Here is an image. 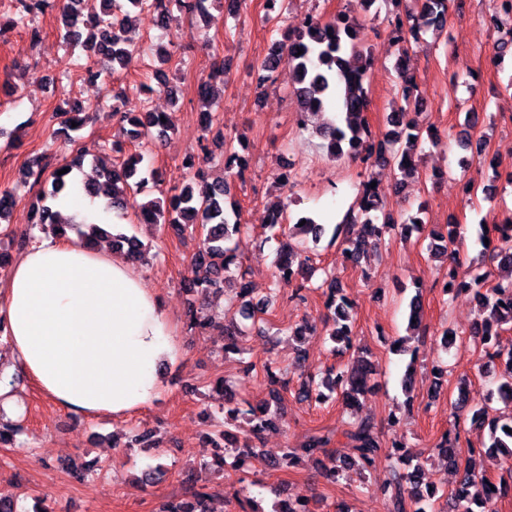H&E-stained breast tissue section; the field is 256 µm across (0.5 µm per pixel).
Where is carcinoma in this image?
<instances>
[{
	"label": "carcinoma",
	"mask_w": 512,
	"mask_h": 512,
	"mask_svg": "<svg viewBox=\"0 0 512 512\" xmlns=\"http://www.w3.org/2000/svg\"><path fill=\"white\" fill-rule=\"evenodd\" d=\"M113 2L114 0H101L100 12L86 19L80 9L82 0H67L60 10L64 30L62 39L87 52L88 63L82 71L85 80L100 78L103 65L112 71L118 66L127 67L136 53L124 36L125 20L119 18ZM173 2L190 12L195 11L202 15L208 13L209 0H124V6L129 9L154 11L164 25L171 17L169 5ZM45 6L46 0H14L12 16L0 28H24L36 38L39 36V30L35 26L36 18ZM447 16L448 0H422L418 12L395 14L391 21L393 42L401 46L415 41L419 39L422 31L428 29L441 32L447 25ZM504 16L512 18V9L502 10L496 6L489 16V25L498 33L494 48L501 54L512 49V27L503 29ZM363 29L365 25L348 14H340L326 23L311 18L305 25L285 35L288 44L275 43L271 52L258 60L253 68L256 69L260 86H266L273 81L280 51L288 49V63L294 67L297 84L295 94L298 106L311 104L321 113L334 106L344 115V118L335 123H327L320 130L328 155L332 158L343 155L352 159L358 157L363 162L375 157L397 165L405 176H415L419 174L415 156L422 150L419 127L400 123L393 112L386 119L392 129L379 142L370 140L365 118L368 106L367 89L361 80L360 71L348 66V59L364 52V40L360 39V31ZM222 76L224 62H216L211 73L197 86V96L205 107L201 112V119L207 130L212 125V112L208 108L213 105L216 97L214 80ZM400 78V112L412 109L421 111L422 99L417 93L414 77L403 70ZM161 117L162 114L152 111L144 99L139 100L137 112H122L120 108H114L112 118L116 120L122 138L112 142L111 150L121 154L127 143L142 147L151 141H157L159 136L166 133V125ZM484 149V135L481 134L476 144L463 146V150L470 152V155L459 159L460 167L465 168L472 164L474 158L480 156ZM140 163L141 154L137 152L129 154L119 165L109 163L103 158L94 160L97 180L85 185L87 195L98 199L105 211L117 217L131 208L137 211L141 221L163 224L177 234L189 229H201L202 245L194 254V261L208 268L209 275L190 285L188 291L202 298L223 290L225 284L233 282L239 288L237 298L240 301L238 313L241 318L252 322L261 320L268 313L270 300L255 299L249 283L246 282V272L239 271L238 246L242 225L230 222L225 207L226 197L231 193V182L228 178L218 177L211 180L204 172L198 171L181 187H172L176 194L168 201L152 199L140 203L137 196L144 192L147 183L151 180L160 182L163 178L159 171L152 170L149 176L137 182L132 181ZM79 166L80 161L77 159L65 163L57 167L48 179L44 177V167L29 166L22 172L21 183L25 185L31 179L36 183H50L49 188L41 190V206L36 211L38 223L43 230L55 236H65L72 231L76 233L79 242L94 243L108 236V232L95 224L84 222L79 225L65 221L56 209L57 201L72 186L70 170ZM65 168L69 172L58 174V171ZM224 169L229 173V178H243L245 163L236 153L232 137L224 140ZM360 196L358 213H346L331 236L332 243L338 244L346 260L355 266L361 265L363 260L376 251L382 236L395 228L394 218L384 212L385 203L375 189L371 188V181L363 182ZM269 211V228L286 237V241L281 243L282 259L277 264L278 277L275 284L284 282L293 286L295 295L303 300L305 296L302 292L310 289L307 269L311 258L306 243L310 241L318 244L326 233L325 225L310 216L303 225L298 222L288 224L287 203L281 200L273 203ZM357 224L360 225V230L351 232V228ZM496 230L500 245L497 247L495 260L498 268L508 275L505 283L495 280V276L485 269L480 258H461V233L457 231L455 224L448 225L447 234L436 235L438 244L432 252L435 255L447 254L452 260V265L448 267V273L444 277L445 284L452 289L474 291L478 300L479 319L470 335L477 337L486 355L499 363L501 372L496 379L498 399L512 407V349L504 350L499 344L503 326H512V306H503V300L508 296L512 297V224H500ZM112 242L117 248L126 250L133 260H145V247L137 237L117 232L113 234ZM323 284L326 285L323 290L324 305L330 311L333 322L330 336L334 342L349 348L353 339L352 325L348 317L351 301L344 293V288L336 282L335 273H329ZM187 320L188 328L201 334L220 326L214 318L199 310L193 301L188 306ZM264 371L271 386L269 399L256 405L248 403L244 407L239 406L233 395L224 390V383L218 382V388L224 391V421L233 420L240 415L245 416L254 435L276 425L283 403L281 390L289 385V380L277 375L275 362L266 363ZM372 374L373 366L367 361L338 371L331 368L318 383L313 377L301 380L298 399L323 401L334 394L346 408L354 410L359 407L361 398L367 393ZM492 401L493 397L490 395L476 401L461 386L458 388L454 406L461 411L467 410L466 418L469 419L471 427L487 431L488 439L483 443V450L499 451L511 458L512 433L506 432V429L512 430V412L505 414L494 411ZM23 430L21 420H6L0 416V444L13 441ZM217 434L224 439L227 446L234 449L236 461L256 455L250 440H240L226 429L217 430ZM458 442L459 435L456 434L450 439L445 434L433 448L443 460L444 468L461 473L459 484L451 494L453 512H487L492 498L512 491V467L506 468L498 481L492 483L475 473L470 460L461 455ZM332 445L336 446V450L329 455L328 471L333 479L353 468L366 471L374 458L384 451L374 420L354 417L342 421L334 430L313 433L300 450L313 455ZM400 447L402 444L392 442V455L396 458V464L389 470L380 490L392 498L395 512H427L433 508L432 499L436 490L429 487L421 490L420 476L430 457L420 455L412 461L405 454L395 452ZM343 448L351 449L352 454L341 452ZM300 450L288 447L282 449L272 465L286 468L293 466L299 458ZM209 498L211 494L207 491V486L202 485L187 498L163 504L159 512H211L208 508ZM275 512L313 510L308 499L302 496H286L279 500Z\"/></svg>",
	"instance_id": "1"
}]
</instances>
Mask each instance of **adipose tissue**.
<instances>
[{"mask_svg": "<svg viewBox=\"0 0 512 512\" xmlns=\"http://www.w3.org/2000/svg\"><path fill=\"white\" fill-rule=\"evenodd\" d=\"M0 331L25 375L59 406L121 417L151 403L176 356L163 295L127 257L49 237L0 289Z\"/></svg>", "mask_w": 512, "mask_h": 512, "instance_id": "1", "label": "adipose tissue"}]
</instances>
